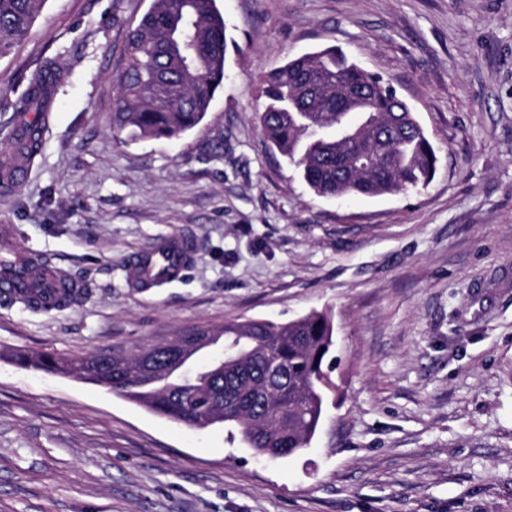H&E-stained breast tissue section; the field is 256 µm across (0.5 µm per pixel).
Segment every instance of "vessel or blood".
I'll use <instances>...</instances> for the list:
<instances>
[{
    "instance_id": "1",
    "label": "vessel or blood",
    "mask_w": 512,
    "mask_h": 512,
    "mask_svg": "<svg viewBox=\"0 0 512 512\" xmlns=\"http://www.w3.org/2000/svg\"><path fill=\"white\" fill-rule=\"evenodd\" d=\"M194 251L190 235L174 234L159 239L131 257L133 280L143 288L163 285L189 268ZM18 255V260L0 265V296L28 298L51 309L63 292H81V285L60 278L44 256L32 252Z\"/></svg>"
}]
</instances>
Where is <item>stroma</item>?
<instances>
[{
	"label": "stroma",
	"instance_id": "35a3bbf8",
	"mask_svg": "<svg viewBox=\"0 0 512 512\" xmlns=\"http://www.w3.org/2000/svg\"><path fill=\"white\" fill-rule=\"evenodd\" d=\"M152 0H45L0 57V176L15 102L61 70L0 225L85 288L0 302V348L128 354L194 326L328 313L338 361L308 448L270 460L101 387L0 361V512H512V0H217L237 48L181 139H116L126 33ZM336 46L389 80L438 156L427 187L315 195L266 142L264 74ZM189 269L132 283L177 232ZM195 246L187 234L159 239L150 248L130 259L133 281L142 288H153L181 276L192 261Z\"/></svg>",
	"mask_w": 512,
	"mask_h": 512
}]
</instances>
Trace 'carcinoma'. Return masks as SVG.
<instances>
[{"label":"carcinoma","mask_w":512,"mask_h":512,"mask_svg":"<svg viewBox=\"0 0 512 512\" xmlns=\"http://www.w3.org/2000/svg\"><path fill=\"white\" fill-rule=\"evenodd\" d=\"M43 2L0 0V56L26 38ZM230 47L236 42L227 36L216 0H154L127 32L112 134L180 139L202 122L224 86ZM60 81L49 68L37 71L15 111L44 114ZM359 87L369 89L365 115L394 133L392 159L370 168L355 166L352 151L334 133L351 90ZM261 93L266 141L317 195H393L432 181L437 156L415 112L381 76L342 51L289 60L263 77ZM333 332L328 314L312 312L287 323L197 326L130 357L16 352L8 360L107 388L176 422L235 427L249 448L277 459L308 447L317 430L333 385Z\"/></svg>","instance_id":"obj_1"}]
</instances>
